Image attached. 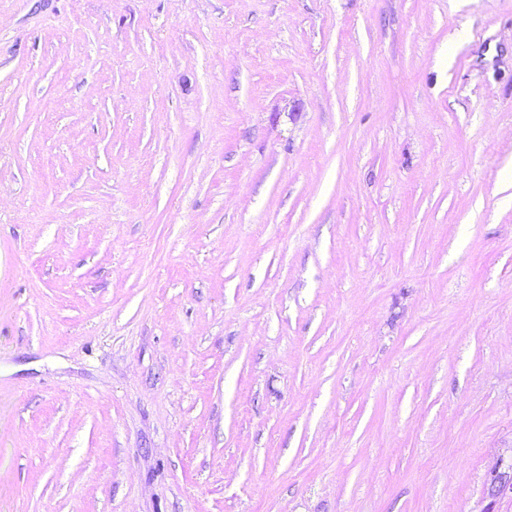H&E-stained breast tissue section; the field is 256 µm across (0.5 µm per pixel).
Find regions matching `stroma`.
<instances>
[{
  "instance_id": "stroma-1",
  "label": "stroma",
  "mask_w": 512,
  "mask_h": 512,
  "mask_svg": "<svg viewBox=\"0 0 512 512\" xmlns=\"http://www.w3.org/2000/svg\"><path fill=\"white\" fill-rule=\"evenodd\" d=\"M512 0H0V512H512ZM489 481L492 497H497L506 490L512 493V458L510 461L501 459L498 468L491 472Z\"/></svg>"
}]
</instances>
